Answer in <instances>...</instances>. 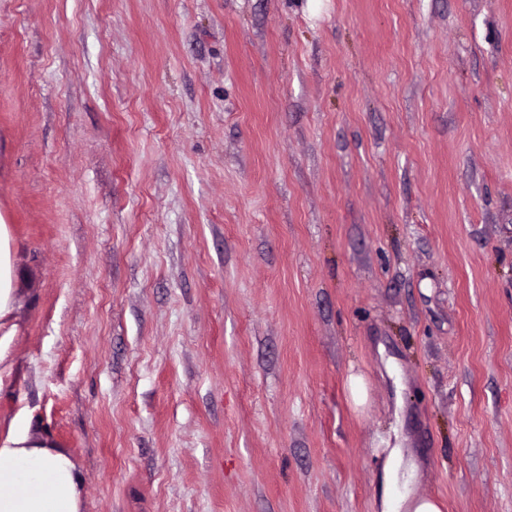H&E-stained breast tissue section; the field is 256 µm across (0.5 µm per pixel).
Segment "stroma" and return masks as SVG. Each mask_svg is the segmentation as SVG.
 Segmentation results:
<instances>
[{"instance_id": "obj_1", "label": "stroma", "mask_w": 512, "mask_h": 512, "mask_svg": "<svg viewBox=\"0 0 512 512\" xmlns=\"http://www.w3.org/2000/svg\"><path fill=\"white\" fill-rule=\"evenodd\" d=\"M0 217L81 512H512V0H0ZM402 469L409 474L403 490H397L398 475ZM417 466L412 459H405V448H390L382 469L384 492L377 506L378 512H442V505L433 498L417 496L408 488Z\"/></svg>"}]
</instances>
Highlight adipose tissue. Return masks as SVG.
<instances>
[{"label": "adipose tissue", "mask_w": 512, "mask_h": 512, "mask_svg": "<svg viewBox=\"0 0 512 512\" xmlns=\"http://www.w3.org/2000/svg\"><path fill=\"white\" fill-rule=\"evenodd\" d=\"M11 233L0 219V379L9 376L13 327ZM417 466L401 447L391 448L382 469L380 512H442L435 499L398 489L400 471ZM83 483L75 461L34 430L31 421L13 420L0 435V512H80Z\"/></svg>", "instance_id": "ef3b65f1"}]
</instances>
